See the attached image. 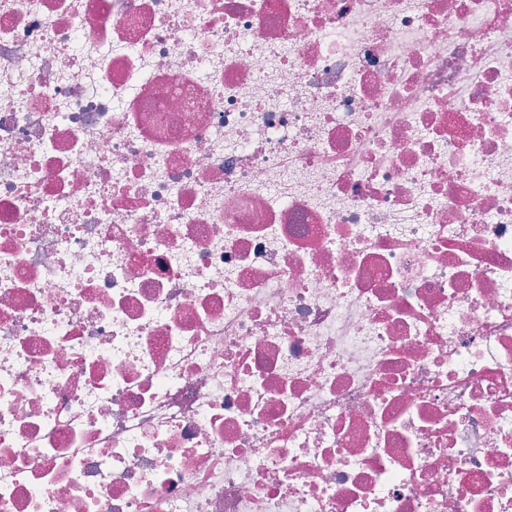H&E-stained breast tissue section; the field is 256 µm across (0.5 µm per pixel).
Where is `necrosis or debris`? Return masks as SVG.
Listing matches in <instances>:
<instances>
[{"instance_id":"obj_1","label":"necrosis or debris","mask_w":512,"mask_h":512,"mask_svg":"<svg viewBox=\"0 0 512 512\" xmlns=\"http://www.w3.org/2000/svg\"><path fill=\"white\" fill-rule=\"evenodd\" d=\"M0 512H512V0H0Z\"/></svg>"}]
</instances>
